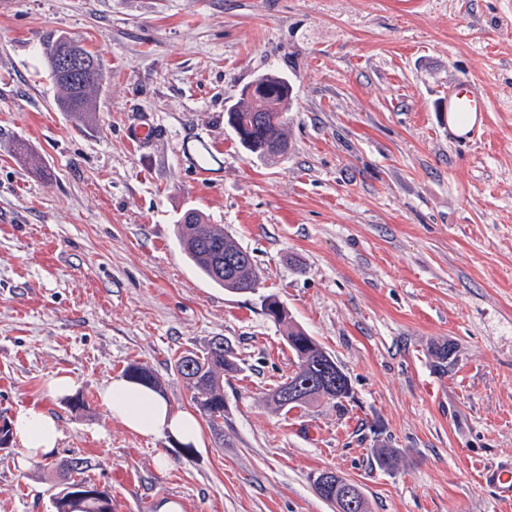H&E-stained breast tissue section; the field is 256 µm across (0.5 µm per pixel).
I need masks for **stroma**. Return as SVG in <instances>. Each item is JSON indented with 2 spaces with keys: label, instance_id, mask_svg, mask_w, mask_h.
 <instances>
[{
  "label": "stroma",
  "instance_id": "35a3bbf8",
  "mask_svg": "<svg viewBox=\"0 0 512 512\" xmlns=\"http://www.w3.org/2000/svg\"><path fill=\"white\" fill-rule=\"evenodd\" d=\"M59 33L104 61L90 120L55 106L41 44ZM269 68L293 85L289 148L261 160L224 111ZM459 77L490 110L456 145L437 100ZM145 118L157 138L140 150L125 131ZM200 143L211 168L188 152ZM191 208L252 254L254 292L183 257ZM0 213V414L36 405L62 430L37 464L0 450V512H49L73 458L112 512H333L324 470L370 512H512L480 478L512 469V0H0ZM268 294L336 357L350 398L267 403L293 368ZM216 336L241 370L202 449L138 436L100 401L140 363L193 410L173 363ZM445 342L457 360L439 373ZM60 375L82 409L50 396Z\"/></svg>",
  "mask_w": 512,
  "mask_h": 512
}]
</instances>
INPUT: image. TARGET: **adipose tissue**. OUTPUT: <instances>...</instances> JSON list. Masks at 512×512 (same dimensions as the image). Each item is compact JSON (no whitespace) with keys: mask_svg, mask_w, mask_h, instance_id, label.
<instances>
[{"mask_svg":"<svg viewBox=\"0 0 512 512\" xmlns=\"http://www.w3.org/2000/svg\"><path fill=\"white\" fill-rule=\"evenodd\" d=\"M99 397L112 417L136 434L168 435L193 446L201 441L197 418L189 412L173 410L165 397L146 384L117 376L100 389ZM12 427L27 465L41 461L61 437L56 417L34 405L20 408Z\"/></svg>","mask_w":512,"mask_h":512,"instance_id":"adipose-tissue-1","label":"adipose tissue"}]
</instances>
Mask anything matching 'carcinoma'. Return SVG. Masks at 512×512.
<instances>
[{
    "label": "carcinoma",
    "mask_w": 512,
    "mask_h": 512,
    "mask_svg": "<svg viewBox=\"0 0 512 512\" xmlns=\"http://www.w3.org/2000/svg\"><path fill=\"white\" fill-rule=\"evenodd\" d=\"M71 37L59 34L43 42V57L48 65L57 95L55 105L84 120L96 108V102L106 91L107 72L101 56L84 46L73 49ZM288 78L270 71L259 75L240 90L241 101L227 109V123L239 145L249 154L260 157L282 156L288 151L285 112L292 99ZM177 238L185 257L203 276L232 293H251L256 290L259 271L251 253L243 248L222 224H210L205 215L187 210L176 224ZM264 314L278 324H288L286 342L294 356L293 370L270 395L279 409L303 407L321 397L340 401L349 397L321 389L324 371L336 358L300 327L290 324L288 311L274 295L262 300ZM434 367L445 371L456 360V350L450 344L438 345L432 351ZM174 369L192 390L197 411L211 426L222 431L224 419V376L240 370L234 351L224 338H212L203 350L189 351L179 356ZM128 377L149 383L156 388L158 378L146 365L131 364ZM294 385L301 388L303 397L289 405L278 399L279 392ZM112 507V495L87 478L63 483L50 497V512H104L100 500Z\"/></svg>",
    "instance_id": "carcinoma-1"
}]
</instances>
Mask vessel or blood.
I'll use <instances>...</instances> for the list:
<instances>
[{
	"label": "vessel or blood",
	"mask_w": 512,
	"mask_h": 512,
	"mask_svg": "<svg viewBox=\"0 0 512 512\" xmlns=\"http://www.w3.org/2000/svg\"><path fill=\"white\" fill-rule=\"evenodd\" d=\"M438 109L448 115L449 140L466 143L475 137L483 125L489 105L478 83L459 79L449 83L447 91L439 100ZM481 479L503 495L512 497V471L491 466L483 471Z\"/></svg>",
	"instance_id": "b4317fda"
}]
</instances>
